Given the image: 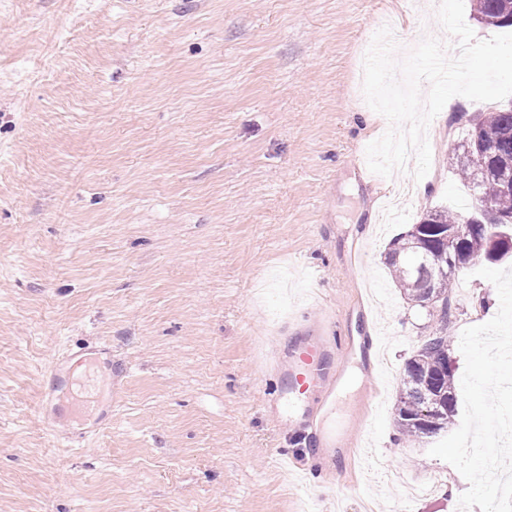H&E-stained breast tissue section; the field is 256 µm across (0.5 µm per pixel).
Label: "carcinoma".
Returning a JSON list of instances; mask_svg holds the SVG:
<instances>
[{
  "label": "carcinoma",
  "instance_id": "1",
  "mask_svg": "<svg viewBox=\"0 0 512 512\" xmlns=\"http://www.w3.org/2000/svg\"><path fill=\"white\" fill-rule=\"evenodd\" d=\"M478 22L495 28L512 29V0H473ZM479 141L495 145L498 156L481 155L471 161L465 153V142ZM512 176V108H501L470 128V134L453 148L449 165L472 191L469 210L453 213L431 210L410 230L394 238L386 254L387 264L396 287L409 300L430 307L442 324H448L451 288L457 273L487 252L488 234L473 228L460 241L450 245L444 237L448 226L473 216L477 208L512 214V192L505 193L496 178L477 181L476 166H485L496 172L505 163ZM451 344L441 333L429 336L406 360L397 395L395 427L408 441L437 434L454 425L457 407L455 371L448 369ZM427 396L441 404L439 412L423 423L418 408Z\"/></svg>",
  "mask_w": 512,
  "mask_h": 512
}]
</instances>
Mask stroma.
Wrapping results in <instances>:
<instances>
[{"label": "stroma", "mask_w": 512, "mask_h": 512, "mask_svg": "<svg viewBox=\"0 0 512 512\" xmlns=\"http://www.w3.org/2000/svg\"><path fill=\"white\" fill-rule=\"evenodd\" d=\"M440 0H0V512H458L468 481L394 426L405 361L437 331L385 265L434 208L464 210L448 155L495 101L431 122L424 192L386 202L362 91L390 27L457 50ZM447 334L499 310L459 272ZM358 353L331 417L347 445L318 471L268 411L263 353L314 320ZM109 380L61 421L77 357ZM290 455L303 478L284 473Z\"/></svg>", "instance_id": "1"}]
</instances>
